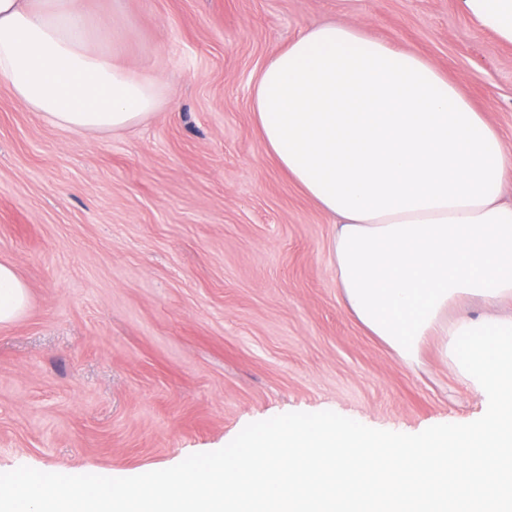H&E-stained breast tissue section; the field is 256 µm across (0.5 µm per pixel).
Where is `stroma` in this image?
Wrapping results in <instances>:
<instances>
[{
  "label": "stroma",
  "instance_id": "35a3bbf8",
  "mask_svg": "<svg viewBox=\"0 0 512 512\" xmlns=\"http://www.w3.org/2000/svg\"><path fill=\"white\" fill-rule=\"evenodd\" d=\"M171 98L89 137L0 88V260L31 304L0 328V476L130 483L242 427L325 410L380 433L483 407L427 341L409 366L347 311L333 226L266 155L264 63L321 23L434 63L512 147V46L457 0H85Z\"/></svg>",
  "mask_w": 512,
  "mask_h": 512
}]
</instances>
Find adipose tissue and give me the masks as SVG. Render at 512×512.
<instances>
[{
	"mask_svg": "<svg viewBox=\"0 0 512 512\" xmlns=\"http://www.w3.org/2000/svg\"><path fill=\"white\" fill-rule=\"evenodd\" d=\"M512 44V0H459ZM122 24L83 0H0V87L49 124L89 136L162 107V75L128 64ZM266 154L335 226L329 258L355 319L408 365L437 337L484 418L376 435L336 413L242 429L220 457L136 480L152 512H512V164L498 130L431 61L350 22L314 26L253 85ZM491 306L449 317L461 302ZM29 290L0 261V326ZM103 477L0 481V512H113Z\"/></svg>",
	"mask_w": 512,
	"mask_h": 512,
	"instance_id": "ef3b65f1",
	"label": "adipose tissue"
}]
</instances>
